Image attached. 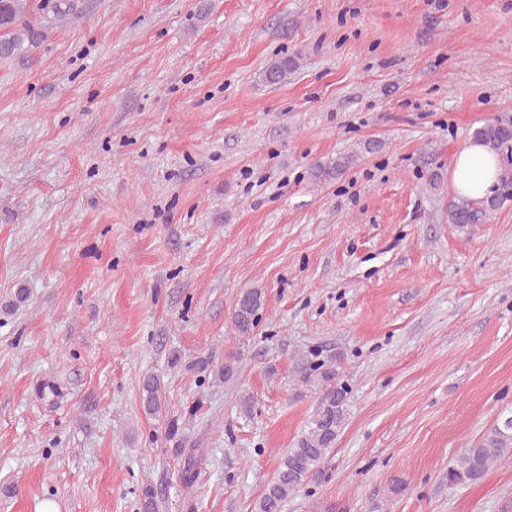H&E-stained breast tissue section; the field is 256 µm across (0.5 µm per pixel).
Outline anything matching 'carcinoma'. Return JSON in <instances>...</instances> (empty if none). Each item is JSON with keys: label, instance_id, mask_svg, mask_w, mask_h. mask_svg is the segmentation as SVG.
<instances>
[{"label": "carcinoma", "instance_id": "cac0c4a2", "mask_svg": "<svg viewBox=\"0 0 512 512\" xmlns=\"http://www.w3.org/2000/svg\"><path fill=\"white\" fill-rule=\"evenodd\" d=\"M80 0H0V62L8 59L31 60L32 49L47 38L50 20L79 14ZM298 68L291 55L277 56L263 68L261 75L268 85H279ZM478 141L500 157L502 191L496 197L475 202L459 196L448 204V221L462 227L486 223L491 212L512 202V124L497 122L475 132ZM355 162L351 155H339L330 163H316L311 177L329 181L343 175ZM262 308V291L248 288L240 292L231 316V328L241 339L248 338L257 326ZM300 382L320 390L319 401L294 446L283 454L274 476L267 482L254 505L255 512H283L292 496L305 488L314 477L323 474L336 440L345 427L346 385L338 381L335 366L311 354L306 357ZM141 402L145 414L161 415L165 406L160 380L148 374L142 380ZM512 457V416L489 427L464 449L458 463L448 468V482L474 484L481 481L497 462ZM201 456L189 452L180 472L183 487L194 486ZM140 512H159L158 495L150 484L142 486Z\"/></svg>", "mask_w": 512, "mask_h": 512}]
</instances>
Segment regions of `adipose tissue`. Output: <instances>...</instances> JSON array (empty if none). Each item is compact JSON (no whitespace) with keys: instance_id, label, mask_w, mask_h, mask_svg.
I'll return each mask as SVG.
<instances>
[{"instance_id":"1","label":"adipose tissue","mask_w":512,"mask_h":512,"mask_svg":"<svg viewBox=\"0 0 512 512\" xmlns=\"http://www.w3.org/2000/svg\"><path fill=\"white\" fill-rule=\"evenodd\" d=\"M498 173L497 156L482 143L471 140L455 154L450 180L457 194L482 200L493 196Z\"/></svg>"}]
</instances>
